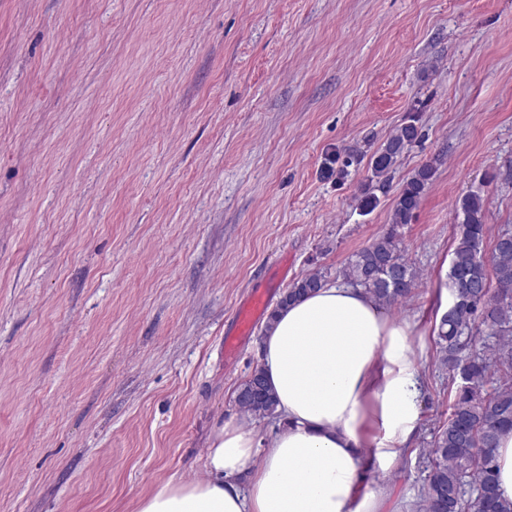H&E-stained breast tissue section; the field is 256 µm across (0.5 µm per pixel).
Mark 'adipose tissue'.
<instances>
[{"mask_svg":"<svg viewBox=\"0 0 512 512\" xmlns=\"http://www.w3.org/2000/svg\"><path fill=\"white\" fill-rule=\"evenodd\" d=\"M412 336L358 286L329 283L282 308L262 342L276 434L224 426L204 477L169 480L138 512H382L371 471L407 452L419 419Z\"/></svg>","mask_w":512,"mask_h":512,"instance_id":"obj_1","label":"adipose tissue"}]
</instances>
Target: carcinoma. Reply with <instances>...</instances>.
<instances>
[{
	"mask_svg": "<svg viewBox=\"0 0 512 512\" xmlns=\"http://www.w3.org/2000/svg\"><path fill=\"white\" fill-rule=\"evenodd\" d=\"M421 137L418 120L409 116L370 157L371 175L358 197L360 212L368 214L386 193L390 174L403 154ZM360 163L353 151L326 158L325 172L343 179ZM436 172L435 163L420 166L402 185L392 208L390 228L356 252L340 272L342 279L370 292L384 308L410 298L419 270L402 254L397 228L416 217L420 201ZM457 233L448 288L450 302L437 326L436 353L451 379L448 384V422L429 450L428 473L416 512H512V502L497 494L496 448L499 438L512 432V245L494 243L492 269L484 257L486 235L482 196L470 192L455 204ZM326 284L311 274L296 281L280 304ZM487 329L492 345L475 346V324ZM236 402L255 419L274 415L276 400L262 368L257 366L238 388Z\"/></svg>",
	"mask_w": 512,
	"mask_h": 512,
	"instance_id": "carcinoma-1",
	"label": "carcinoma"
}]
</instances>
